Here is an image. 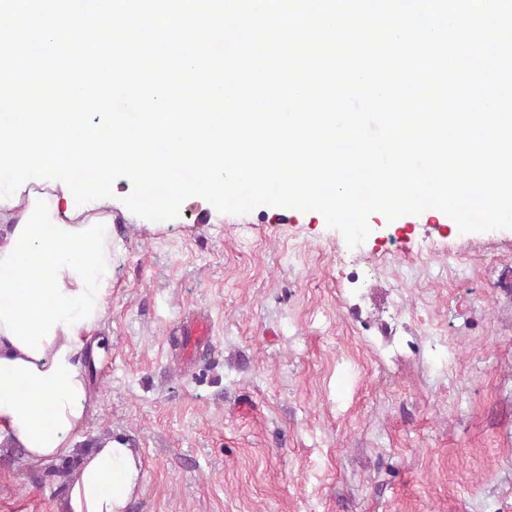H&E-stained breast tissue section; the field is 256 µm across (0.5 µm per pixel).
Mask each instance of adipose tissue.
I'll list each match as a JSON object with an SVG mask.
<instances>
[{"instance_id": "ef3b65f1", "label": "adipose tissue", "mask_w": 512, "mask_h": 512, "mask_svg": "<svg viewBox=\"0 0 512 512\" xmlns=\"http://www.w3.org/2000/svg\"><path fill=\"white\" fill-rule=\"evenodd\" d=\"M113 224L108 203L69 215L45 181L0 204V442L31 463L69 457L99 407L86 364L105 352ZM140 472L124 439L100 436L69 476L66 512H124Z\"/></svg>"}]
</instances>
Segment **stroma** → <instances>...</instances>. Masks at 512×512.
I'll list each match as a JSON object with an SVG mask.
<instances>
[{
  "label": "stroma",
  "mask_w": 512,
  "mask_h": 512,
  "mask_svg": "<svg viewBox=\"0 0 512 512\" xmlns=\"http://www.w3.org/2000/svg\"><path fill=\"white\" fill-rule=\"evenodd\" d=\"M113 186L115 265L86 441L143 477L125 512H512V229L184 201L165 228ZM210 315L208 351L174 333ZM0 443V512L67 485Z\"/></svg>",
  "instance_id": "1"
}]
</instances>
